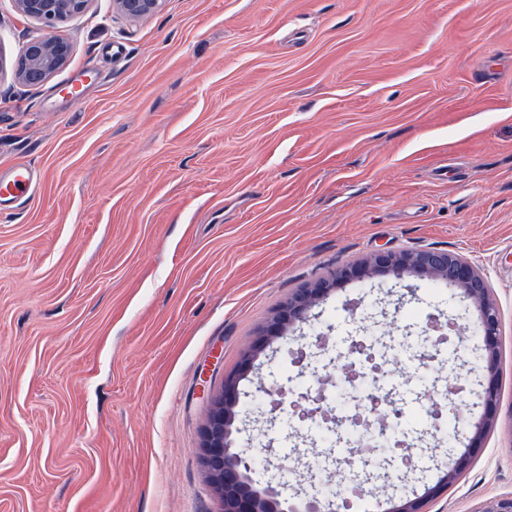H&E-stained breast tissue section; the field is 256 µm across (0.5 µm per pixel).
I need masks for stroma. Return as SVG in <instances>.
<instances>
[{"instance_id":"1","label":"stroma","mask_w":512,"mask_h":512,"mask_svg":"<svg viewBox=\"0 0 512 512\" xmlns=\"http://www.w3.org/2000/svg\"><path fill=\"white\" fill-rule=\"evenodd\" d=\"M40 22L0 0V171L40 169L32 202L0 221V512H220L202 464L210 396L296 290L380 251L463 255L501 317L497 425L467 429L482 379L475 308L412 276L336 288L239 383L233 449L256 488L346 486L350 448L294 425L266 436L259 386L312 380L288 343L330 336L327 382L362 302L366 329L401 335L426 314L457 325L458 358L387 357L397 436L416 475L356 512L422 498L473 512L512 493V0H165L137 21L112 0L55 26L68 65L37 87L12 67ZM125 49L113 58V46ZM463 392L440 399L449 373ZM472 454L432 497L438 464Z\"/></svg>"}]
</instances>
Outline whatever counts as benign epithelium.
Listing matches in <instances>:
<instances>
[{
    "label": "benign epithelium",
    "instance_id": "1",
    "mask_svg": "<svg viewBox=\"0 0 512 512\" xmlns=\"http://www.w3.org/2000/svg\"><path fill=\"white\" fill-rule=\"evenodd\" d=\"M92 0H12L14 10L25 17L38 20L52 28L56 23L87 10ZM164 0H112L115 12L130 21H137L156 13ZM71 53L70 43L63 37L45 32L28 38L22 45L14 79L24 86H39L64 68ZM378 275H389L401 279L406 275L416 276L432 283H446L460 291L461 297L478 311L476 333L485 350L486 382L478 390V398L484 404V418L475 426L470 441L476 444L483 440L486 432L497 419L499 380L497 373L499 344V311L492 299L490 288L478 268L466 258L448 251L428 250L399 252H377L362 261L336 269L330 277L321 278L307 288L294 292L281 310L267 326L265 334L256 341L238 371L224 377L222 391L211 396L210 412L202 432L203 464L215 489L221 495L222 512H297L298 503L288 501L276 490L259 492L252 484L250 473L252 462L247 453L231 450V435L234 422L239 415L240 400L237 387L241 376L271 344L288 339V332L307 320L309 312L326 301L335 287L351 279H370ZM455 323L431 315L419 328L418 336L425 339L415 356L431 348L439 350L442 335L433 338L432 333L441 332ZM470 463L464 454L453 465L444 467L438 483L426 489L429 497L444 489L457 479ZM329 508L334 501L321 494L319 487L305 500L308 512H318L320 505ZM473 512H512V493L482 501Z\"/></svg>",
    "mask_w": 512,
    "mask_h": 512
}]
</instances>
